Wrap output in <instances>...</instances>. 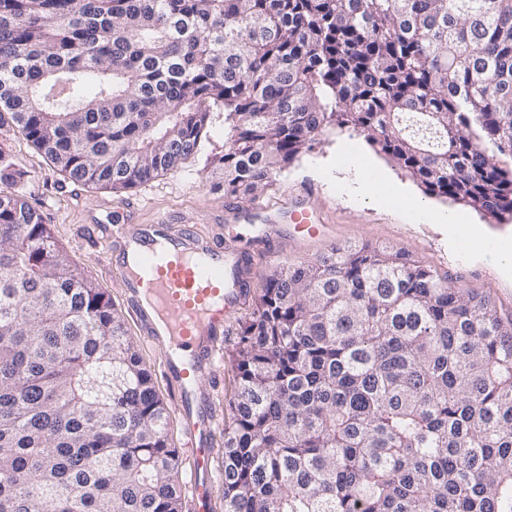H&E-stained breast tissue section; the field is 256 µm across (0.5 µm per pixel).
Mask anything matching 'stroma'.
Returning <instances> with one entry per match:
<instances>
[{
  "label": "stroma",
  "mask_w": 512,
  "mask_h": 512,
  "mask_svg": "<svg viewBox=\"0 0 512 512\" xmlns=\"http://www.w3.org/2000/svg\"><path fill=\"white\" fill-rule=\"evenodd\" d=\"M0 150L15 168L24 172V190L29 200L41 211L45 223L50 224L71 260L112 298L123 314L169 411L170 441L174 446H181L184 437L176 413L178 393L164 375L161 350L140 331L124 300L117 269L98 262L99 255L112 240L113 227L97 223L96 218L101 204L122 202L131 195L140 198V218L147 224L165 214L202 219L223 212L224 196L211 192L205 184L213 159L224 152L223 117L213 118L197 154L186 159L176 171L161 174L129 194L89 188L66 180L14 127H0ZM356 150L373 159L383 180L407 189L417 201L427 206L463 214L465 223L451 230L447 225L432 224L408 215L403 202L397 198L355 196L354 174L348 169L347 162ZM306 190L311 191L313 200L327 217V223L318 235H309L306 225L286 219L278 224L275 239L262 241L257 238L260 227L256 224L207 225V233L215 239L238 241L248 246V280L252 294L260 293L272 268L316 258L335 244L355 242L403 249L438 272L452 274L462 288L476 293L492 292L499 305L512 310V276L488 263L478 250H466L457 245L458 239L464 238L471 227L481 230L489 241L511 239L512 219L485 217L467 206L427 196L406 171L391 163L364 136L347 128L326 129L265 191L263 199L268 202L284 196L293 197ZM252 310V305H245L225 323L216 358L222 380L215 392L218 420L213 442L217 453L211 468L216 473L221 470L224 426L232 417L229 406L234 393L231 355L238 341L239 326L250 317Z\"/></svg>",
  "instance_id": "stroma-1"
}]
</instances>
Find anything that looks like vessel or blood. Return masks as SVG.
Wrapping results in <instances>:
<instances>
[{
  "instance_id": "vessel-or-blood-1",
  "label": "vessel or blood",
  "mask_w": 512,
  "mask_h": 512,
  "mask_svg": "<svg viewBox=\"0 0 512 512\" xmlns=\"http://www.w3.org/2000/svg\"><path fill=\"white\" fill-rule=\"evenodd\" d=\"M135 212L131 203L113 205L111 219L118 231L113 250L103 259L116 262L127 303L143 334L163 351L164 371L180 388L190 506L193 512H208L217 407L213 393L200 390L198 381L214 375L224 324L249 297V258L240 246H214L209 236L174 228L164 216L139 223ZM280 213L297 224L323 221L320 210L288 201Z\"/></svg>"
}]
</instances>
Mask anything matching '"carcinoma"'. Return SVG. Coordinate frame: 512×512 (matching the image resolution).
<instances>
[{
  "label": "carcinoma",
  "instance_id": "cac0c4a2",
  "mask_svg": "<svg viewBox=\"0 0 512 512\" xmlns=\"http://www.w3.org/2000/svg\"><path fill=\"white\" fill-rule=\"evenodd\" d=\"M255 201L328 127L512 216V0H0V126L115 192L213 114ZM24 173L0 154V183ZM224 512H512V312L388 245L276 268L240 325ZM124 317L0 191V512H186Z\"/></svg>",
  "mask_w": 512,
  "mask_h": 512
}]
</instances>
